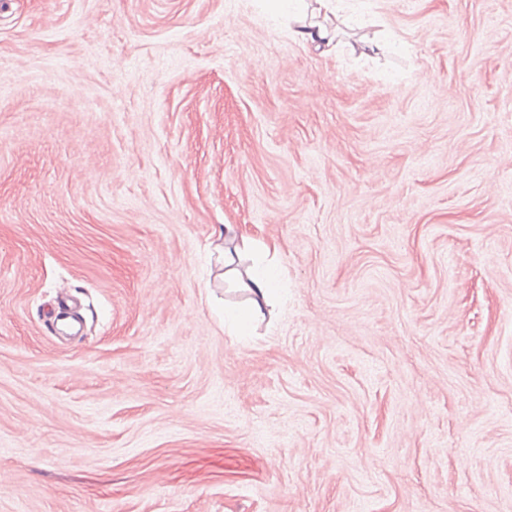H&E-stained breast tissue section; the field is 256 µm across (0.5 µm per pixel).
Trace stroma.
<instances>
[{"instance_id": "1", "label": "stroma", "mask_w": 512, "mask_h": 512, "mask_svg": "<svg viewBox=\"0 0 512 512\" xmlns=\"http://www.w3.org/2000/svg\"><path fill=\"white\" fill-rule=\"evenodd\" d=\"M338 26L0 0V512H512V0ZM317 3V12L322 16L321 21L305 22L301 18V12L294 15V19L299 22L297 29L293 30L294 35L300 41L313 45L316 49L322 46H330L336 38V29L328 23L329 15L333 13L336 2V11L339 9L341 0H315ZM224 281L246 288L252 299L247 307L242 309H224V325L226 319L232 322L239 333H244L249 325L264 315V309L278 293L279 273L270 266H257L247 273L246 280H242V273L235 267V259L230 251H223Z\"/></svg>"}]
</instances>
